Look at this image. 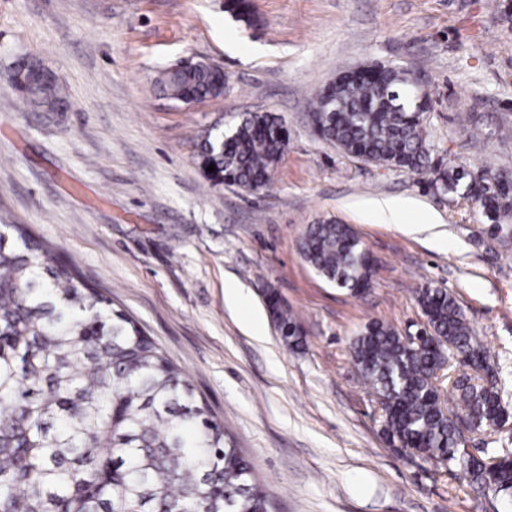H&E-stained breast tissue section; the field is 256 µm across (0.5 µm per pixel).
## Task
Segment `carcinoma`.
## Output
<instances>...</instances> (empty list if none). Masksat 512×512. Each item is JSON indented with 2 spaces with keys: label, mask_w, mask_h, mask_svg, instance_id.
I'll return each instance as SVG.
<instances>
[{
  "label": "carcinoma",
  "mask_w": 512,
  "mask_h": 512,
  "mask_svg": "<svg viewBox=\"0 0 512 512\" xmlns=\"http://www.w3.org/2000/svg\"><path fill=\"white\" fill-rule=\"evenodd\" d=\"M226 9L251 23L249 0H228ZM389 82L399 85L395 73L334 85L336 111L317 133L347 154L422 173L431 157L423 118L407 96H384ZM159 85L179 101L221 95L225 80L193 60L166 69ZM16 88L38 112L68 106L51 76L27 75ZM285 149L278 118L252 112L229 136L207 135L197 159L214 186L265 185ZM468 177L438 164L437 182L448 193ZM475 190L494 229L512 223L509 186L486 179ZM363 248L350 225L334 221L310 225L300 243L322 278L353 294L373 277ZM417 301L441 352L380 321L351 342L352 359L382 405V432L393 446L512 497V453L485 454L498 460L488 473L458 443L464 418L481 431L512 417L498 381L450 376L447 403L438 387L448 355L468 357L480 370L487 350L447 289L425 287ZM266 308L283 344L300 346L301 322L274 288ZM0 512H269L234 438L183 372L25 224H0Z\"/></svg>",
  "instance_id": "1"
}]
</instances>
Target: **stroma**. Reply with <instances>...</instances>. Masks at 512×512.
I'll return each instance as SVG.
<instances>
[{"label": "stroma", "mask_w": 512, "mask_h": 512, "mask_svg": "<svg viewBox=\"0 0 512 512\" xmlns=\"http://www.w3.org/2000/svg\"><path fill=\"white\" fill-rule=\"evenodd\" d=\"M0 0V222L57 246L134 320L235 437L272 512H512L494 493L392 448L350 341L379 320L415 332L419 288L448 289L512 403V224L431 173L381 166L316 133L306 102L337 74L382 63L428 86L432 160L512 172V0ZM43 61L64 112L24 106L7 74ZM223 68L220 97L163 98L185 57ZM268 112L288 145L267 187H214L199 143ZM411 200L399 224L368 202ZM352 225L376 259L351 294L301 257L310 225ZM277 288L305 346L280 340L262 298ZM242 289L237 309L224 290Z\"/></svg>", "instance_id": "obj_1"}]
</instances>
